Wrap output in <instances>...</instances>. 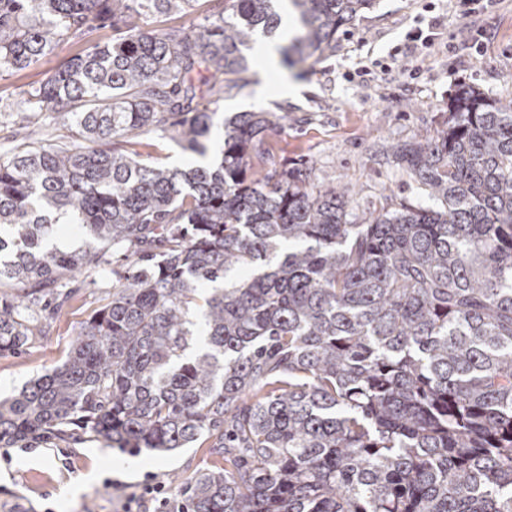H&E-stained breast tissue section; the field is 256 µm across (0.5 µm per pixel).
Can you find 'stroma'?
<instances>
[{"label": "stroma", "instance_id": "1", "mask_svg": "<svg viewBox=\"0 0 512 512\" xmlns=\"http://www.w3.org/2000/svg\"><path fill=\"white\" fill-rule=\"evenodd\" d=\"M442 21L443 33L461 24L450 0H374L336 34V47L318 60L276 73L283 89L257 96V68L246 74L243 87H225L214 104L219 116L260 110L289 111L288 128L269 136L280 165L312 163L314 178L349 186L356 212H369L408 200L430 205L413 176L388 159L386 146L413 135H431L448 115V101L461 87L487 95L512 96V0H497L486 14L490 32L481 52L457 44L447 52L436 44L421 58L423 75L409 84L389 86L380 78L355 79L358 61L386 59L391 47L416 23ZM112 39L111 28L60 44L40 65L0 77V99L16 102L29 85L52 74L64 59ZM109 266L79 279L73 297L57 313L42 312L21 351L0 353V398L16 394L30 378L59 365L79 325L98 307L112 287V269L120 253L108 256ZM209 464L205 448L192 445L167 453L132 455L105 448L90 435L68 443L36 448H0V512H123L126 496L146 478L163 485L173 512L182 508L175 478H187Z\"/></svg>", "mask_w": 512, "mask_h": 512}]
</instances>
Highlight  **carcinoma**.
<instances>
[{
  "label": "carcinoma",
  "mask_w": 512,
  "mask_h": 512,
  "mask_svg": "<svg viewBox=\"0 0 512 512\" xmlns=\"http://www.w3.org/2000/svg\"><path fill=\"white\" fill-rule=\"evenodd\" d=\"M195 2L0 0V76L113 32L0 108L67 130L0 155V352L102 247L128 262L66 359L0 400V447L203 437L219 465L186 479L184 512H512V99L462 88L444 127L390 146L434 207L359 217L349 188L277 166L286 111L225 120L207 166L145 163L153 131L212 151L208 104L282 24L276 0H218L188 28L149 27ZM289 2L294 65L373 0ZM59 224L84 246L59 247Z\"/></svg>",
  "instance_id": "carcinoma-1"
}]
</instances>
